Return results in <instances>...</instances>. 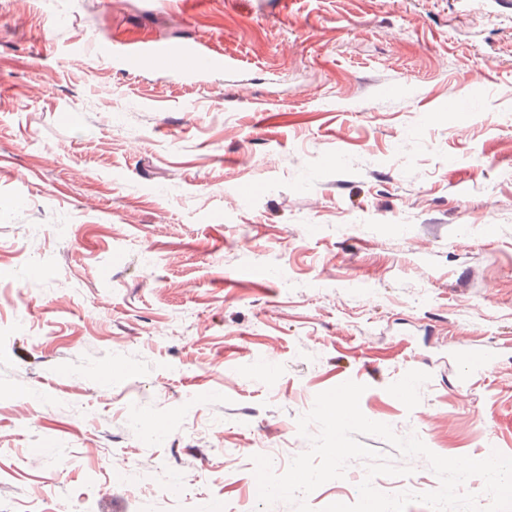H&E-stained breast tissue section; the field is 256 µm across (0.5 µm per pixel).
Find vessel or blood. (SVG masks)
<instances>
[{
	"mask_svg": "<svg viewBox=\"0 0 512 512\" xmlns=\"http://www.w3.org/2000/svg\"><path fill=\"white\" fill-rule=\"evenodd\" d=\"M111 53L113 59L157 71L210 74L229 66L223 54L209 52L194 43L173 46L149 39L129 40L113 43Z\"/></svg>",
	"mask_w": 512,
	"mask_h": 512,
	"instance_id": "1",
	"label": "vessel or blood"
}]
</instances>
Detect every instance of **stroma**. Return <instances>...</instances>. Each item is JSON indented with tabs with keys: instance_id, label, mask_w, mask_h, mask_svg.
Here are the masks:
<instances>
[{
	"instance_id": "35a3bbf8",
	"label": "stroma",
	"mask_w": 512,
	"mask_h": 512,
	"mask_svg": "<svg viewBox=\"0 0 512 512\" xmlns=\"http://www.w3.org/2000/svg\"><path fill=\"white\" fill-rule=\"evenodd\" d=\"M145 36L233 66L103 53ZM348 380L512 456V0H0V512H294L252 457L283 473ZM363 442L412 469L377 490L438 488ZM104 52L112 53L113 60H127L136 67L157 71L210 74L223 72L230 66L223 54L210 53L196 43L173 46L149 39L129 40L113 43Z\"/></svg>"
}]
</instances>
